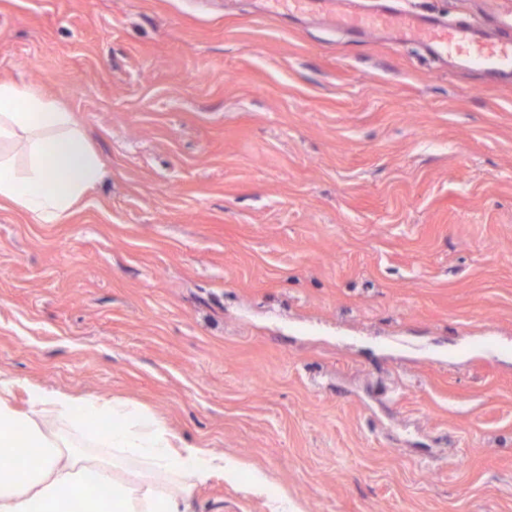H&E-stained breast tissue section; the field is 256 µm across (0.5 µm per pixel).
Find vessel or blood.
Returning <instances> with one entry per match:
<instances>
[{
    "label": "vessel or blood",
    "instance_id": "b4317fda",
    "mask_svg": "<svg viewBox=\"0 0 512 512\" xmlns=\"http://www.w3.org/2000/svg\"><path fill=\"white\" fill-rule=\"evenodd\" d=\"M331 23L357 35L371 31H393L402 39H417L437 53H453L487 72L512 71V39H491L474 27L439 24L420 14H406L389 8L365 12L355 0H321Z\"/></svg>",
    "mask_w": 512,
    "mask_h": 512
}]
</instances>
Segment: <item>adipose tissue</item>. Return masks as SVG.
Segmentation results:
<instances>
[{
  "instance_id": "ef3b65f1",
  "label": "adipose tissue",
  "mask_w": 512,
  "mask_h": 512,
  "mask_svg": "<svg viewBox=\"0 0 512 512\" xmlns=\"http://www.w3.org/2000/svg\"><path fill=\"white\" fill-rule=\"evenodd\" d=\"M22 140V152L12 144ZM100 157L69 112L33 88L0 82V205L37 223L68 217L103 176ZM18 382L0 372V448L20 462H0V512H181L180 500L219 476L234 482L242 462L199 447L173 451L175 436L146 425L120 400L75 398L27 386V412L11 398ZM69 423L109 456L76 454L47 419Z\"/></svg>"
}]
</instances>
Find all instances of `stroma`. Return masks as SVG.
<instances>
[{
	"instance_id": "stroma-1",
	"label": "stroma",
	"mask_w": 512,
	"mask_h": 512,
	"mask_svg": "<svg viewBox=\"0 0 512 512\" xmlns=\"http://www.w3.org/2000/svg\"><path fill=\"white\" fill-rule=\"evenodd\" d=\"M1 80L105 173L0 207V371L268 479L184 512H512V76L286 0H0Z\"/></svg>"
}]
</instances>
